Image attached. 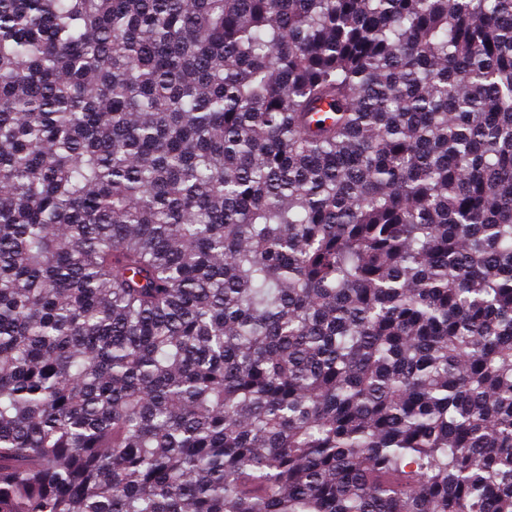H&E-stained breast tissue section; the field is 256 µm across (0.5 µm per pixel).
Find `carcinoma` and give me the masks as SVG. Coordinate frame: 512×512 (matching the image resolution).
<instances>
[{
	"instance_id": "carcinoma-1",
	"label": "carcinoma",
	"mask_w": 512,
	"mask_h": 512,
	"mask_svg": "<svg viewBox=\"0 0 512 512\" xmlns=\"http://www.w3.org/2000/svg\"><path fill=\"white\" fill-rule=\"evenodd\" d=\"M0 512H512V0H0Z\"/></svg>"
}]
</instances>
